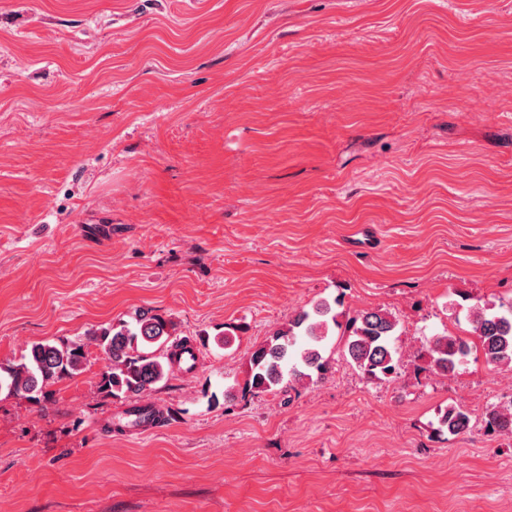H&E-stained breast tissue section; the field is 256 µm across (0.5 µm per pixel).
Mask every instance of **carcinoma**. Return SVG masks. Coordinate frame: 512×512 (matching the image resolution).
<instances>
[{
    "instance_id": "1",
    "label": "carcinoma",
    "mask_w": 512,
    "mask_h": 512,
    "mask_svg": "<svg viewBox=\"0 0 512 512\" xmlns=\"http://www.w3.org/2000/svg\"><path fill=\"white\" fill-rule=\"evenodd\" d=\"M338 302L321 300L299 311L288 324L269 336L251 353L246 388L253 394L285 392L321 377L329 368L325 357L330 327L343 330L346 360L369 380L398 377L402 358L392 342L398 321L382 309L362 310L346 321H338ZM469 319L488 363L512 370V308L499 312L474 306ZM172 324L160 315L142 313L133 321H120L91 333L58 343L37 342L19 360L0 363V392L22 396L39 403L49 394L47 388L82 373L86 341L99 346L109 359L100 374L99 392L113 398L149 394L171 371L172 353L165 347H178L186 341L173 337ZM470 353L467 339L454 334L436 336L414 356L416 370H454ZM488 430L512 436V404L494 406L486 413ZM440 425L459 435L470 427L469 415L460 407L444 410Z\"/></svg>"
}]
</instances>
